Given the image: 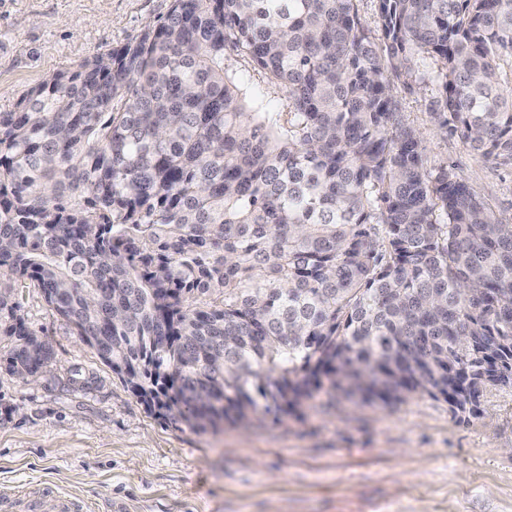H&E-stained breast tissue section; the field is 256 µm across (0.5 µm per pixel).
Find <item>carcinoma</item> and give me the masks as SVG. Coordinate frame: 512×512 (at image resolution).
I'll list each match as a JSON object with an SVG mask.
<instances>
[{
	"mask_svg": "<svg viewBox=\"0 0 512 512\" xmlns=\"http://www.w3.org/2000/svg\"><path fill=\"white\" fill-rule=\"evenodd\" d=\"M172 0L0 112V281L39 288L151 412L204 429L321 393L456 416L512 387V224L403 123L512 160V0ZM286 97L255 107L226 52ZM9 369L52 350L0 285Z\"/></svg>",
	"mask_w": 512,
	"mask_h": 512,
	"instance_id": "1",
	"label": "carcinoma"
}]
</instances>
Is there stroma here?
I'll list each match as a JSON object with an SVG mask.
<instances>
[{"label": "stroma", "mask_w": 512, "mask_h": 512, "mask_svg": "<svg viewBox=\"0 0 512 512\" xmlns=\"http://www.w3.org/2000/svg\"><path fill=\"white\" fill-rule=\"evenodd\" d=\"M171 0H0V112L47 76L137 41ZM264 110L283 92L241 55ZM431 163L455 167L512 222V162L485 163L430 122L431 90L397 87ZM49 341L47 372L6 369L0 336V496L30 493L38 512L76 494L91 512H512V388L489 385L482 414L455 417L422 393L382 405L319 396L280 421L193 429L146 410L127 384L54 315L42 292H15Z\"/></svg>", "instance_id": "35a3bbf8"}]
</instances>
